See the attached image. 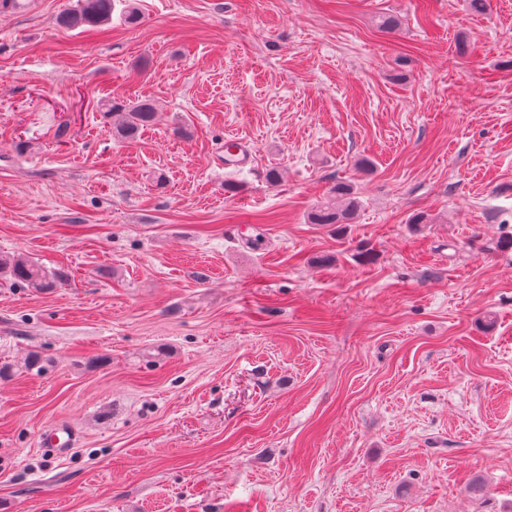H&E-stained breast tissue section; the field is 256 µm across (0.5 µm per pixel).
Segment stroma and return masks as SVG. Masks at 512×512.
I'll use <instances>...</instances> for the list:
<instances>
[{
  "label": "stroma",
  "instance_id": "stroma-1",
  "mask_svg": "<svg viewBox=\"0 0 512 512\" xmlns=\"http://www.w3.org/2000/svg\"><path fill=\"white\" fill-rule=\"evenodd\" d=\"M75 3L0 16V253L67 272L0 277V512H512V0ZM113 0H77L73 8L59 14L56 22L66 29L101 27L112 21ZM105 107L104 114L121 116L119 122L114 123L112 132L122 139H134L139 133L151 126L156 120V112L150 101L132 102V104H122L106 100L102 104ZM252 155V147L247 142L239 140L228 141L224 148V167L227 169L241 168L248 164ZM362 202L353 186L337 181L327 197L308 215L312 224H353ZM0 275L40 290L55 288L67 276L60 270L46 271L37 262L15 254H0Z\"/></svg>",
  "mask_w": 512,
  "mask_h": 512
}]
</instances>
